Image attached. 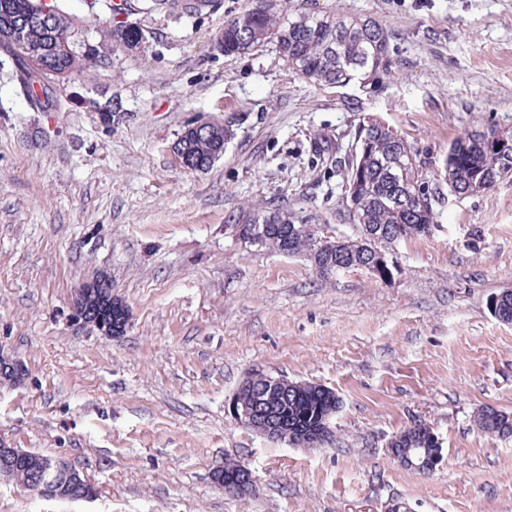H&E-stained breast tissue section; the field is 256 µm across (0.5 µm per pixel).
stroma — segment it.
<instances>
[{
	"label": "stroma",
	"mask_w": 512,
	"mask_h": 512,
	"mask_svg": "<svg viewBox=\"0 0 512 512\" xmlns=\"http://www.w3.org/2000/svg\"><path fill=\"white\" fill-rule=\"evenodd\" d=\"M308 2L388 29L383 93L292 75L272 43L215 51L247 0L139 15L154 34L140 53L103 45L105 0H58L103 63L49 112L0 76V356L25 369L0 383V437L67 459L97 490L48 499L0 478V512H512V438L474 424L485 407L512 413V323L489 306L512 290V176L445 194L384 280L320 277L304 256L241 243L233 223L277 208L353 235L346 172L369 115L432 188L456 138L512 131V0ZM111 95L123 116L107 125L88 103ZM197 118L232 133L202 173L171 151ZM99 274L129 309L123 336L70 317ZM255 370L334 390V441L299 448L239 423L229 404ZM418 421L442 444L428 475L389 454ZM228 461L251 472L249 498L216 485Z\"/></svg>",
	"instance_id": "35a3bbf8"
}]
</instances>
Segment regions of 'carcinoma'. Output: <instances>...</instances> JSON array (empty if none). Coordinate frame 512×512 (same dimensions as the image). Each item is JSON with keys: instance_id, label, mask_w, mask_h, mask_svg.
<instances>
[{"instance_id": "1", "label": "carcinoma", "mask_w": 512, "mask_h": 512, "mask_svg": "<svg viewBox=\"0 0 512 512\" xmlns=\"http://www.w3.org/2000/svg\"><path fill=\"white\" fill-rule=\"evenodd\" d=\"M35 0H0V25L9 23L21 34V45L6 52L3 61L25 65V55L37 58L45 68L69 78L104 59L95 46L71 55L56 51L59 38L75 36L80 21L54 4V14L40 21L31 14ZM213 7V0H150L145 7L136 0H107L110 16H133L164 9L174 14L200 15ZM224 55H242L266 42H275L292 74L324 87H346L363 82L376 90L384 86L383 76L391 69L390 36L371 17H352L334 11H316L290 6V0H251L237 16L224 22ZM151 33L138 22L112 26V43L130 51L150 45ZM16 93L32 111L48 112L56 88L44 85L36 93L30 83L14 82ZM229 128L208 122L197 130L184 126L175 140L185 154L188 169L202 172L224 153ZM365 142L351 154L346 174L347 210L363 248L350 251L335 244L323 246L315 228L280 211L251 212L238 221L247 234H256L260 247L294 255L302 254L323 268H360L368 265L373 252L391 243L425 236L435 223L437 192L422 181L420 165L405 140L381 120L361 132ZM486 134L459 138L465 154L457 158L448 148L444 164L448 177L443 183L451 192L480 193L499 179L512 175V152H493L484 146ZM76 316L89 323L108 327L120 336L128 324L125 303L112 296V283L99 276L93 286L75 301ZM497 314L512 323V291L499 294ZM274 375H252L245 379L236 400L246 411L245 425L256 431L273 426L280 430L276 441L312 448L331 439L330 418L341 401L332 389L314 383L290 382L276 385ZM481 431L502 438L512 436V414L493 408L481 410L475 419ZM393 458L402 463L421 458L424 468L434 470L442 457L439 438L426 423H416L395 436L388 445ZM51 458L31 452L23 462L0 458V476L10 477L25 487L45 488L61 499L90 493L91 485L53 471ZM250 474L237 463L224 464L218 479L225 491L245 497L252 490Z\"/></svg>"}]
</instances>
